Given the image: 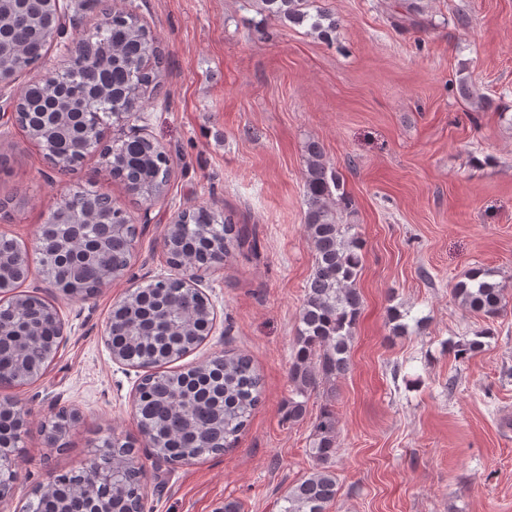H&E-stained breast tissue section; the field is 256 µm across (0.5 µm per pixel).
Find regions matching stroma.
<instances>
[{"label": "stroma", "instance_id": "35a3bbf8", "mask_svg": "<svg viewBox=\"0 0 512 512\" xmlns=\"http://www.w3.org/2000/svg\"><path fill=\"white\" fill-rule=\"evenodd\" d=\"M113 2L158 37L164 61L160 91L106 134L157 143L170 185L147 205L99 155L59 171L12 115L19 84L0 86V198L14 200L0 234L28 249L19 291L53 304L65 336L40 376L0 390L26 419L19 479L0 512H23L50 474L81 470L103 440L138 438L132 400L142 371L113 359L106 324L130 286L171 275L165 230L201 203L230 214L247 242L201 271L215 325L182 362L245 353L263 395L228 453L170 465L139 448L148 512H216L228 500L241 512H278L277 499L312 466V423L326 404L338 417L329 512H512V303L488 320L451 293L476 267L512 286V0H420V29L394 26L399 0H316L339 23L329 41L309 25L265 18L255 0ZM98 21L92 2L67 10L28 79L65 65L66 44ZM463 78L488 109L459 96ZM310 140L354 201L342 220L364 244L363 309L350 370L323 383L291 424L288 367L314 267L304 231ZM80 188L109 193L138 227L128 273L85 300L53 288L32 251L50 209ZM392 307L407 335H393ZM483 329V351L449 353V341ZM63 408L80 421L52 449L46 431Z\"/></svg>", "mask_w": 512, "mask_h": 512}]
</instances>
